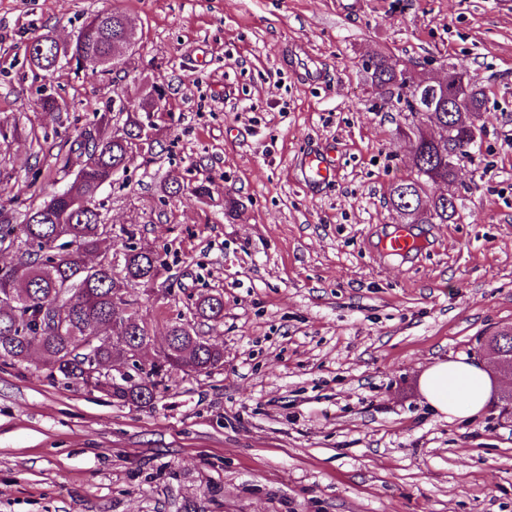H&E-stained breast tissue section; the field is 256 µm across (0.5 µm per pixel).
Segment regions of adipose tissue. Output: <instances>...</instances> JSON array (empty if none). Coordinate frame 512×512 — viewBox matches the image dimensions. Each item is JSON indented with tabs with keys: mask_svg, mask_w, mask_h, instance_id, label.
<instances>
[{
	"mask_svg": "<svg viewBox=\"0 0 512 512\" xmlns=\"http://www.w3.org/2000/svg\"><path fill=\"white\" fill-rule=\"evenodd\" d=\"M489 388L487 371L460 359L434 363L420 378V389L429 405L441 414L456 418L481 411Z\"/></svg>",
	"mask_w": 512,
	"mask_h": 512,
	"instance_id": "obj_1",
	"label": "adipose tissue"
}]
</instances>
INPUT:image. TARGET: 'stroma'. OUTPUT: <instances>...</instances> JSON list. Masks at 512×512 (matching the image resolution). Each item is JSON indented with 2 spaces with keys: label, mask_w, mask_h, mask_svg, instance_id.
<instances>
[{
  "label": "stroma",
  "mask_w": 512,
  "mask_h": 512,
  "mask_svg": "<svg viewBox=\"0 0 512 512\" xmlns=\"http://www.w3.org/2000/svg\"><path fill=\"white\" fill-rule=\"evenodd\" d=\"M137 28L116 79L29 68L27 46L72 43L89 13ZM411 79L451 63L485 90L481 143L425 200L456 198L445 224L410 225L394 256L392 187L412 177L410 114L372 84L369 58ZM164 91L151 160L133 158L98 200L107 253L157 250L166 264L127 297L154 326L223 293L200 334L224 350L211 374L172 376L152 406L52 382L0 362V512H512V414L484 336L512 326V0H0V203L63 187L53 148L87 128L113 88ZM53 94L64 113L43 111ZM335 153L313 190L304 160ZM210 195L162 197L171 176ZM243 208L224 213L225 195ZM491 372L485 409L455 419L419 386L432 364ZM193 307V318L212 322L215 326L224 319V298L221 294L200 295Z\"/></svg>",
  "instance_id": "stroma-1"
}]
</instances>
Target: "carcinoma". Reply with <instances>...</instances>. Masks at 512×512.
<instances>
[{
    "mask_svg": "<svg viewBox=\"0 0 512 512\" xmlns=\"http://www.w3.org/2000/svg\"><path fill=\"white\" fill-rule=\"evenodd\" d=\"M129 18L115 10L91 13L74 44L60 48L45 34L28 45L31 66L50 76L70 58L76 67L106 77V64L114 48L135 40ZM398 61L377 56L368 67L372 83L388 90L402 111L414 113L421 95L400 83ZM162 92L154 90L138 107L124 106L126 119L121 133L108 131L112 106L96 117L91 128L71 141L67 151L55 157L61 179L73 177L64 189L40 203L29 205L19 224L0 207V246L8 244L20 254L17 264L0 272V360L24 362L40 358L38 367L51 381L62 379L97 390L124 405L146 406L157 398L166 378L174 371L209 374L224 363V351L201 338L188 322L167 324V350L150 368L135 377L113 382L112 363L152 335L151 324L123 298L129 287L149 288L165 271V263L151 247L128 246L119 255L101 254L105 221L96 205L103 186L127 168L137 155L151 158L159 142L150 113L160 109ZM415 178L397 184L395 199L410 192L414 207L421 205L423 184L439 179L449 183L453 167L442 139L420 128L413 129ZM82 160L71 173L74 159ZM100 256L95 266L87 258ZM192 317L215 325L224 319V298L203 294L194 303ZM119 327L118 336L94 341L93 370L85 364L89 336Z\"/></svg>",
    "mask_w": 512,
    "mask_h": 512,
    "instance_id": "cac0c4a2",
    "label": "carcinoma"
}]
</instances>
